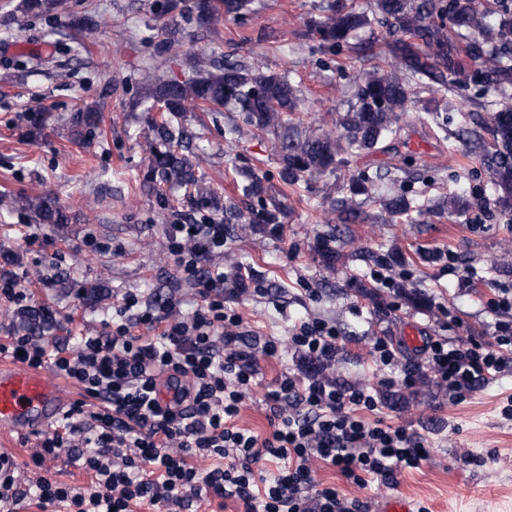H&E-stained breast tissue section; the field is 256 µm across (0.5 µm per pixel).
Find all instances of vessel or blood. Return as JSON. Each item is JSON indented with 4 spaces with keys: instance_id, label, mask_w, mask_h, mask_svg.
Wrapping results in <instances>:
<instances>
[{
    "instance_id": "b4317fda",
    "label": "vessel or blood",
    "mask_w": 512,
    "mask_h": 512,
    "mask_svg": "<svg viewBox=\"0 0 512 512\" xmlns=\"http://www.w3.org/2000/svg\"><path fill=\"white\" fill-rule=\"evenodd\" d=\"M65 401L57 383L41 372L0 364V432L27 433L57 422Z\"/></svg>"
}]
</instances>
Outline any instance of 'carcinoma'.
Wrapping results in <instances>:
<instances>
[{"label":"carcinoma","instance_id":"obj_1","mask_svg":"<svg viewBox=\"0 0 512 512\" xmlns=\"http://www.w3.org/2000/svg\"><path fill=\"white\" fill-rule=\"evenodd\" d=\"M63 0H22L20 9L32 14H52ZM249 0H188L184 10L200 25L222 16L238 19L249 11ZM386 28L391 70H372L358 85L355 100L339 120L340 131L307 135L296 122L301 90L287 75L268 72L260 64L226 63L211 71L199 64L191 75L172 79L151 90L153 103L163 108L151 121L148 169L143 186L175 185L192 190L200 199L204 188L197 171L201 158L193 151L181 123L189 106L209 111L219 107L238 112L242 124L224 129V143L232 146L251 127L274 139L278 178L288 188L332 173L343 154H370L389 138L400 134V121L408 106L418 102V91L445 95L453 87L475 85L485 93L512 88V0H494L483 11L477 0H373L370 10L357 9L349 0H333L324 19L315 21L310 34L316 48L339 55L351 40L373 24ZM466 33L468 41L458 51L449 32ZM476 123L493 138V149L484 155L492 176L496 203L512 209V104L502 101ZM263 175L250 173L241 186L242 198L255 199L260 209L247 217L234 203L224 206L225 224H252L276 233L286 215L287 194L266 185ZM373 179L359 174L350 179L346 196L331 212L353 213L358 197H372ZM37 224H66L67 216L54 198L41 194L23 198ZM389 219L410 213L412 202L401 193L381 199ZM336 238L320 243L324 261L340 260Z\"/></svg>","mask_w":512,"mask_h":512}]
</instances>
